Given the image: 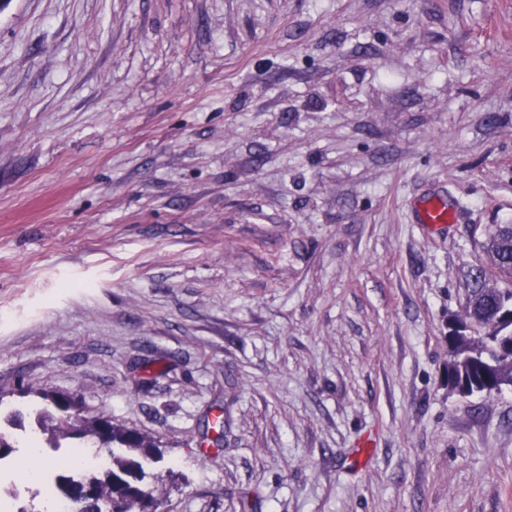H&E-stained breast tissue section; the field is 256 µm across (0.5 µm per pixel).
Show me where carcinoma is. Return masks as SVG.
<instances>
[{"label": "carcinoma", "mask_w": 512, "mask_h": 512, "mask_svg": "<svg viewBox=\"0 0 512 512\" xmlns=\"http://www.w3.org/2000/svg\"><path fill=\"white\" fill-rule=\"evenodd\" d=\"M482 247L487 263L469 270L464 317L458 320L462 331L448 338L449 358L456 383L465 394H492L512 387V356L498 353L497 346L512 341V224H494L485 232ZM53 410L37 412L38 425L50 420L65 436L95 438L93 446L105 449L110 464L102 470H83L80 476L68 474L72 461L59 463L55 490L65 498L84 485L94 486L112 512H145L158 504L152 482L163 478L152 473L160 461L154 443L142 433L118 425L109 417L79 419L63 404L72 399L46 394Z\"/></svg>", "instance_id": "obj_1"}]
</instances>
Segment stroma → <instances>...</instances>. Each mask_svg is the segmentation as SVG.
<instances>
[{
	"label": "stroma",
	"mask_w": 512,
	"mask_h": 512,
	"mask_svg": "<svg viewBox=\"0 0 512 512\" xmlns=\"http://www.w3.org/2000/svg\"><path fill=\"white\" fill-rule=\"evenodd\" d=\"M429 187L457 223H414ZM493 224L512 0L0 11V401L153 437L159 512H512V390L447 381Z\"/></svg>",
	"instance_id": "stroma-1"
}]
</instances>
